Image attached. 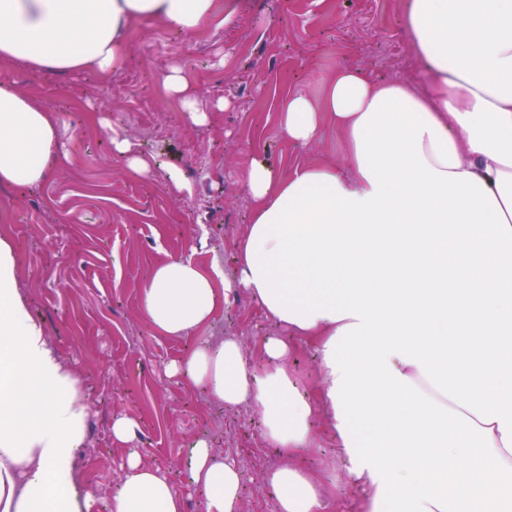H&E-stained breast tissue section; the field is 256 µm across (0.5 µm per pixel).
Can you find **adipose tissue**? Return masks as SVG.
<instances>
[{
	"mask_svg": "<svg viewBox=\"0 0 512 512\" xmlns=\"http://www.w3.org/2000/svg\"><path fill=\"white\" fill-rule=\"evenodd\" d=\"M191 35L224 24L216 0H0V61L37 70L119 69L143 21ZM406 28L427 80L337 70L320 100L288 99L300 144L341 133L347 172L282 175L251 161V222L238 285L268 318L314 342L322 386L302 390L289 345L263 340L253 373L241 341L197 346L183 369L226 407L260 415L284 459L266 475L278 512H329L334 491L293 464L316 416L365 492L359 512H512V0H408ZM56 112L0 84V185L34 186L67 153ZM204 271L173 256L140 296L167 336L221 304ZM90 404L49 345L0 238V512H88L73 480ZM203 512H238L234 459L193 443ZM112 512H183L158 470L130 456Z\"/></svg>",
	"mask_w": 512,
	"mask_h": 512,
	"instance_id": "adipose-tissue-1",
	"label": "adipose tissue"
}]
</instances>
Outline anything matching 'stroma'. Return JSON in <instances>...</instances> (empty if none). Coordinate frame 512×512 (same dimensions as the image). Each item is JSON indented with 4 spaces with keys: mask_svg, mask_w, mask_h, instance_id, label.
Listing matches in <instances>:
<instances>
[{
    "mask_svg": "<svg viewBox=\"0 0 512 512\" xmlns=\"http://www.w3.org/2000/svg\"><path fill=\"white\" fill-rule=\"evenodd\" d=\"M404 11L405 0H244L223 27L189 36L147 23L145 33H132L122 67L106 77L0 64V84L56 110L74 158L41 185L0 187V236L15 249L32 314L90 402L75 461L89 512H112V492L133 453L168 478L184 512H203L204 493L190 484L187 466L199 439L238 461L241 512H277L263 476L279 456L265 444L259 416L225 408L169 370L195 344L235 336L260 373L263 339H284L287 331L236 287L209 324L163 336L142 314L140 293L169 254L192 255L206 269L220 264L236 282V244L251 220L241 174L251 159L284 175L308 164L343 166L335 129L306 145L288 139L280 111L289 96L321 97L339 69L374 81L425 82ZM175 66L195 80L208 111L203 125L186 120L160 81ZM104 121L134 154L153 160L151 172L113 154ZM171 171L183 175V187L168 180ZM117 415L135 423L133 441L115 443ZM315 429L319 443L300 451L298 464L333 485L343 512H357L363 491L334 464L335 433L321 419Z\"/></svg>",
    "mask_w": 512,
    "mask_h": 512,
    "instance_id": "obj_1",
    "label": "stroma"
}]
</instances>
